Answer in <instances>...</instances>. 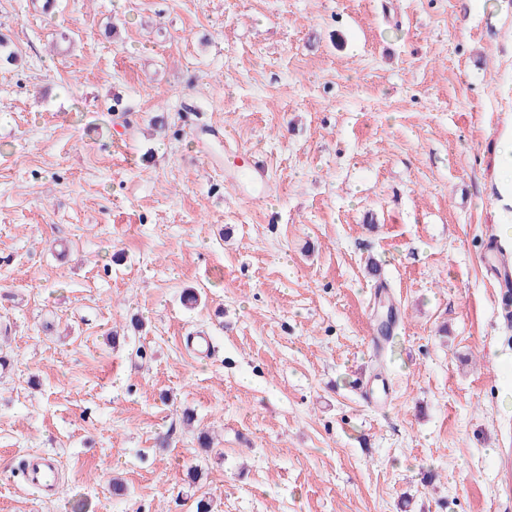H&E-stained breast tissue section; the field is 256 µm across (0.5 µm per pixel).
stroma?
<instances>
[{
	"label": "stroma",
	"instance_id": "1",
	"mask_svg": "<svg viewBox=\"0 0 512 512\" xmlns=\"http://www.w3.org/2000/svg\"><path fill=\"white\" fill-rule=\"evenodd\" d=\"M511 124L512 0H0V512H512ZM498 156L502 167L496 180L497 190L501 196L502 207L496 216L499 224L500 243L512 248V127L509 125L499 138ZM25 478L34 488L51 491L55 486L54 463L50 455L38 456L25 465Z\"/></svg>",
	"mask_w": 512,
	"mask_h": 512
}]
</instances>
